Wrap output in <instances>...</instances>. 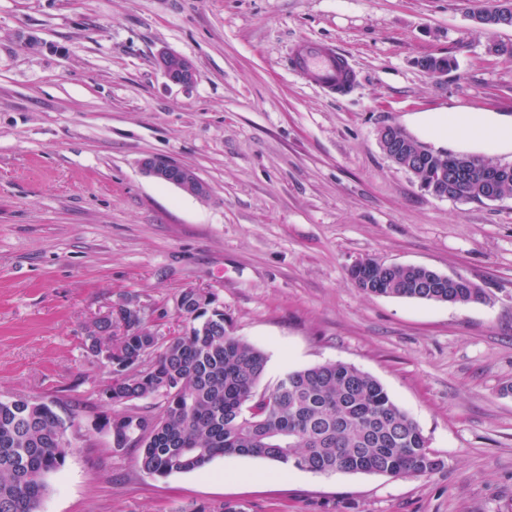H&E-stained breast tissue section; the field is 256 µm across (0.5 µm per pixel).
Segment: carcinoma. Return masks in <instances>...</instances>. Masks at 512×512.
I'll return each instance as SVG.
<instances>
[{"label":"carcinoma","mask_w":512,"mask_h":512,"mask_svg":"<svg viewBox=\"0 0 512 512\" xmlns=\"http://www.w3.org/2000/svg\"><path fill=\"white\" fill-rule=\"evenodd\" d=\"M369 295L467 304L482 299L464 283L435 278L424 266L366 260L349 272ZM183 330L163 342L149 326L100 319L85 351L112 364L103 395L114 406L162 398L155 412L125 410L104 426L137 450L156 477L192 473L218 456H252L314 473L425 476L439 466L416 421L370 374L341 361L287 372L257 392L267 357L224 326V304L202 294L185 304ZM67 428L40 397L0 398V512H38L47 478L65 462Z\"/></svg>","instance_id":"carcinoma-1"}]
</instances>
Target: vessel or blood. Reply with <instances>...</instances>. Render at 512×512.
<instances>
[{"mask_svg":"<svg viewBox=\"0 0 512 512\" xmlns=\"http://www.w3.org/2000/svg\"><path fill=\"white\" fill-rule=\"evenodd\" d=\"M288 66L308 84L339 97L349 95L356 83V73L347 58L327 43H297L289 54Z\"/></svg>","mask_w":512,"mask_h":512,"instance_id":"obj_1","label":"vessel or blood"}]
</instances>
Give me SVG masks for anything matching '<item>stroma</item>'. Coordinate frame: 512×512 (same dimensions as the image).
I'll return each mask as SVG.
<instances>
[{
	"label": "stroma",
	"instance_id": "obj_1",
	"mask_svg": "<svg viewBox=\"0 0 512 512\" xmlns=\"http://www.w3.org/2000/svg\"><path fill=\"white\" fill-rule=\"evenodd\" d=\"M306 39L349 57L351 95L288 71ZM163 50L195 63L193 86L164 78ZM425 56L450 59L447 75ZM451 107L512 121V28L476 24L462 0H0V397L76 423L40 512H512V196L434 197L378 139L394 125L433 146L418 119ZM149 155L194 169L209 200L145 176ZM368 258L463 276L483 299L366 294L349 270ZM189 285L213 286L227 328L265 353L261 388L354 365L439 467L325 475L220 456L161 478L115 453L99 429L110 368L86 330L133 295L178 333Z\"/></svg>",
	"mask_w": 512,
	"mask_h": 512
}]
</instances>
